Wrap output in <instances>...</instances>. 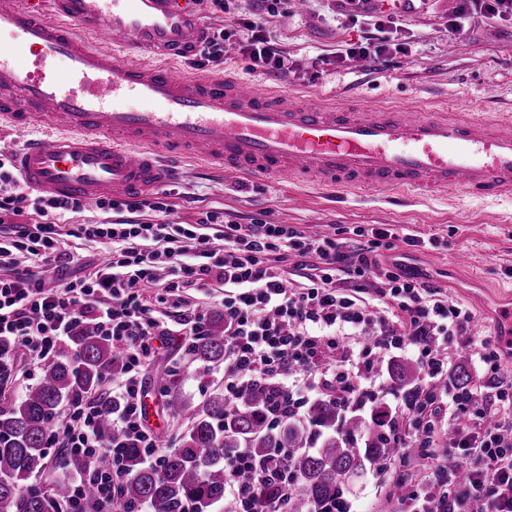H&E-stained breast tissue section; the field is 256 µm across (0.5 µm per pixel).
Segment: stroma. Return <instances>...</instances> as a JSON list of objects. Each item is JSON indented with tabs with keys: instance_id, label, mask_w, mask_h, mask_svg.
I'll list each match as a JSON object with an SVG mask.
<instances>
[{
	"instance_id": "1",
	"label": "stroma",
	"mask_w": 512,
	"mask_h": 512,
	"mask_svg": "<svg viewBox=\"0 0 512 512\" xmlns=\"http://www.w3.org/2000/svg\"><path fill=\"white\" fill-rule=\"evenodd\" d=\"M460 7V0H412L409 13L394 18V36L406 44L407 54L340 60L339 46L362 41L366 29L346 0H306L301 13L291 0L273 13L267 12L264 0H229L223 12L212 0H200L209 31L224 32L222 52L211 61L192 57L184 68L208 75L232 70L262 91L281 83L301 95L341 96L352 105L424 110L453 106L490 118L512 115V18L492 17L475 7L463 29L454 32L449 22ZM257 18L283 51L287 73L248 69L246 23ZM180 170L166 192L171 219L182 224L196 223L209 211H223L243 224H294L340 242L352 239L358 227L391 226L395 237L383 240L379 248L384 260L416 268L428 285L469 308L478 336L493 334L494 318L484 305L488 293L503 297L512 292V198L410 200L350 194L338 199L286 177L243 178L195 159L182 161ZM407 234L427 240V247L407 246ZM462 250L469 265L453 262ZM180 357L176 342L168 341L143 380L148 425L170 437L183 426L164 410L157 388L160 376ZM345 496L352 512L408 510L405 503L390 498L386 479L373 473L349 484Z\"/></svg>"
}]
</instances>
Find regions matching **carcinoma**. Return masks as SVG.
Listing matches in <instances>:
<instances>
[{
	"instance_id": "cac0c4a2",
	"label": "carcinoma",
	"mask_w": 512,
	"mask_h": 512,
	"mask_svg": "<svg viewBox=\"0 0 512 512\" xmlns=\"http://www.w3.org/2000/svg\"><path fill=\"white\" fill-rule=\"evenodd\" d=\"M73 356L48 363L41 381L15 402L0 405V512H60L68 485L58 482L42 489L32 481L45 467V450L53 434L59 406L72 398L94 394L122 372L123 358L112 344L84 328L71 340ZM193 359L205 368L224 362V320L210 314L208 330L194 339ZM468 357L458 355L448 375L458 387L470 383ZM390 389L412 391L420 371L411 361H381ZM166 410L188 421L184 431L168 440L159 467L143 462L138 448L122 449L125 480L117 491L119 506L154 512H210L224 501L225 458L238 449L262 465L277 448H291L287 465L297 478V490L282 493L275 484L256 487V500L267 505L286 495L288 512H312L338 499L348 482L368 471H386L398 455L384 423L387 408L345 411L336 400L319 397L310 403L308 420L276 430L268 426L271 390L255 386L234 404L213 393L195 404L181 389L175 374L159 381Z\"/></svg>"
}]
</instances>
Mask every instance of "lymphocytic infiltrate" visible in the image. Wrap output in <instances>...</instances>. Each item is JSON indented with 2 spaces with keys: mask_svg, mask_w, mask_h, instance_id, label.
Returning a JSON list of instances; mask_svg holds the SVG:
<instances>
[{
  "mask_svg": "<svg viewBox=\"0 0 512 512\" xmlns=\"http://www.w3.org/2000/svg\"><path fill=\"white\" fill-rule=\"evenodd\" d=\"M81 206L29 190L0 153V341L44 361L90 326L123 357L114 437L100 433V406L90 397L68 404L53 432V443L88 461L85 472L68 480L72 503L91 485L103 512H112L124 480L123 449H142L146 463L160 465L163 450L144 419L142 375L165 336L204 331L206 314L185 308L181 296L191 287L224 292L225 401L258 382L278 386L288 397L287 412L272 416L280 425L305 420L314 393L336 396L349 408L385 403L388 435L402 458L430 472L416 485L397 467L387 471L390 488H401L411 512H512V380L491 338L473 336L469 309L402 265H381L376 243L391 237V228H371L369 240L348 253L325 234L242 224L211 211L205 223L224 227L217 249L196 225L170 221L164 198L105 197L97 206L115 221L81 225L79 235L104 245L108 259L74 273L76 245L62 221ZM145 209L155 212L154 221L136 219ZM30 210L41 223H22ZM290 259L305 272L294 288L286 285ZM158 285L163 293L155 306L146 305L144 291ZM158 306L183 310L181 328L165 327L154 314ZM463 348L475 349L482 379L437 388ZM405 351L420 365V383L408 397L385 393L376 364ZM252 466L242 450L227 460L224 512H253V491L239 478Z\"/></svg>",
  "mask_w": 512,
  "mask_h": 512,
  "instance_id": "lymphocytic-infiltrate-1",
  "label": "lymphocytic infiltrate"
}]
</instances>
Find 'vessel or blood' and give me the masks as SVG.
<instances>
[{
  "mask_svg": "<svg viewBox=\"0 0 512 512\" xmlns=\"http://www.w3.org/2000/svg\"><path fill=\"white\" fill-rule=\"evenodd\" d=\"M102 31L110 49L89 43ZM205 33L197 0H0V119L24 137L0 151L29 188L89 201L162 189L184 156L319 190L512 194L511 118L349 109L192 77L179 63Z\"/></svg>",
  "mask_w": 512,
  "mask_h": 512,
  "instance_id": "obj_1",
  "label": "vessel or blood"
}]
</instances>
